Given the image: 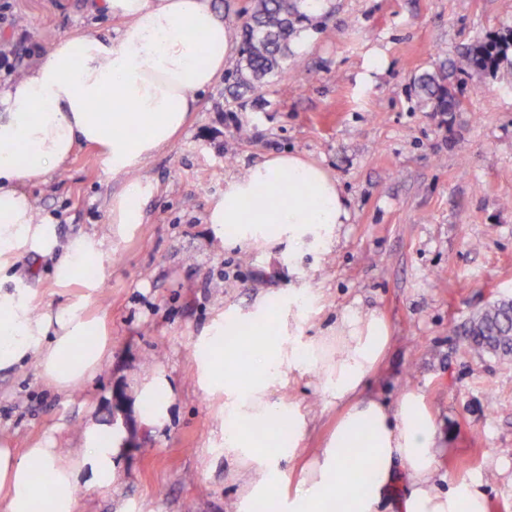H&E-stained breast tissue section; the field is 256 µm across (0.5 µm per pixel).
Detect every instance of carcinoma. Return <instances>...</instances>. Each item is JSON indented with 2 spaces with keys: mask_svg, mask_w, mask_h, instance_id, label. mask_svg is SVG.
I'll return each mask as SVG.
<instances>
[{
  "mask_svg": "<svg viewBox=\"0 0 512 512\" xmlns=\"http://www.w3.org/2000/svg\"><path fill=\"white\" fill-rule=\"evenodd\" d=\"M311 0H253L244 9L241 57L231 74L232 93L254 92L293 54L292 45L309 22ZM512 67V33L498 40L476 39L455 60H436L417 78L423 108L455 112L459 100L450 75L468 69L495 73ZM470 348L502 359L512 358V301L497 300L478 311L468 331Z\"/></svg>",
  "mask_w": 512,
  "mask_h": 512,
  "instance_id": "carcinoma-1",
  "label": "carcinoma"
}]
</instances>
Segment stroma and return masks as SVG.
I'll return each mask as SVG.
<instances>
[{"instance_id":"stroma-1","label":"stroma","mask_w":512,"mask_h":512,"mask_svg":"<svg viewBox=\"0 0 512 512\" xmlns=\"http://www.w3.org/2000/svg\"><path fill=\"white\" fill-rule=\"evenodd\" d=\"M87 0H7L0 40L13 41L24 73L59 38L115 36L121 22L86 10ZM512 30V0H326L288 63L261 91L233 99L225 80L201 93L184 133L135 176L152 193L132 237H110L109 205L123 185L91 146L78 148L48 182L25 181L40 216L61 237L104 239L101 286L57 287L51 259L28 281L39 308L80 305L103 318L110 355L91 378L59 393L35 364L0 374V446L82 445L87 422H112V395L133 439L123 480L110 493L78 491V512H277L240 505L224 457V397L201 389L192 358L203 331L228 309L248 316L263 296L295 286L316 297L302 312V338L335 340L347 308L375 311L390 342L368 389L387 401L423 394L441 434L448 488L482 480L488 512H512V360L471 351V317L512 298V71L456 74L460 107L423 111L415 79L436 52L455 58L475 39ZM290 152L336 178L350 221L336 245L279 241L222 245L207 218L230 177L264 157ZM167 374L169 421L157 430L133 410L147 374ZM311 422L288 462L298 480L341 413L314 371L276 389Z\"/></svg>"}]
</instances>
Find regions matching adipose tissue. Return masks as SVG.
Here are the masks:
<instances>
[{"label": "adipose tissue", "mask_w": 512, "mask_h": 512, "mask_svg": "<svg viewBox=\"0 0 512 512\" xmlns=\"http://www.w3.org/2000/svg\"><path fill=\"white\" fill-rule=\"evenodd\" d=\"M93 13L123 21L116 41L94 34L61 37L20 79L0 87V273L18 253L54 257L56 285L99 284L107 256L102 240L79 234L58 238L50 219H37L34 201L20 187L59 168L82 144L96 146L113 175L124 176L110 211V233L121 239L143 221L142 200L151 186L133 169L169 146L184 130L198 95L222 75L236 33L210 0H90ZM349 218L347 202L323 167L293 153L268 156L232 179L208 217L229 245L299 243L313 237L331 244ZM314 297L300 287L273 305H254L256 333L237 339L236 318L195 345L201 385L224 395V456L235 463L243 500L271 498L293 485L288 512H487L478 479L451 489L437 484L439 432L415 390L394 404L367 394L366 385L389 344L384 320L374 312L347 311L335 343L301 340L298 310ZM278 334L261 333L266 322ZM93 328L77 307L38 311L29 288L0 289V371L35 361L45 382L65 391L94 374L110 350L108 336L92 348L83 338ZM227 336L217 347V336ZM312 369L329 400L342 405L334 431L290 483L283 467L304 438L302 411L273 397L286 372ZM173 388L164 375L145 377L134 405L158 428L167 419ZM287 417L288 440L277 452L272 429ZM125 444L122 429L98 423L83 430L78 454L54 446L24 452L0 446V505L5 512H77V474L90 488L119 483ZM47 475L36 492L35 472ZM404 496H395L399 484Z\"/></svg>", "instance_id": "ef3b65f1"}]
</instances>
